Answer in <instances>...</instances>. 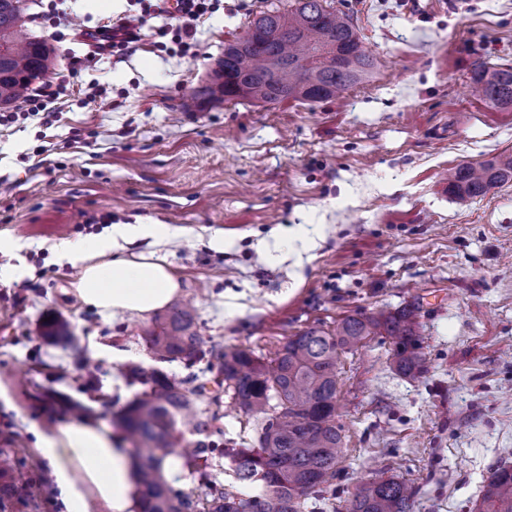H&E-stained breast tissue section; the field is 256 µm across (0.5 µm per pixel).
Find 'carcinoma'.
<instances>
[{"mask_svg": "<svg viewBox=\"0 0 512 512\" xmlns=\"http://www.w3.org/2000/svg\"><path fill=\"white\" fill-rule=\"evenodd\" d=\"M26 9L19 0H0V107L22 100L30 85L56 61L46 41L25 36ZM252 36L224 44L208 80L195 98L209 103L246 100L278 104L320 102L369 82L375 67L358 28L327 0H273L247 26ZM473 95L487 107L512 109V66L477 61L471 70ZM512 182V154L478 165L448 169V196L467 201ZM418 308L406 305L387 313H357L332 329L310 327L290 337L277 358L266 363L254 352L208 344L195 314L172 306L158 313L142 339L151 358L179 360L187 367L205 362L201 374L176 379L160 368L146 371L128 363L124 376L143 391L113 415L112 423L134 445L131 465L140 512H301L305 500L328 488L343 451L336 422V365L340 354L357 350L376 336L391 343L393 368L414 378L425 371L426 353L417 334ZM49 342H73L69 325L54 316L41 323ZM246 414H261L257 445L238 448L224 439L218 411L198 401L221 395ZM194 436L191 451L177 452L183 430ZM228 461L236 490L210 478L213 458ZM170 458L197 481L196 490L169 483ZM414 491L394 478L361 480L346 512H413ZM478 512H512V465L495 467L480 490Z\"/></svg>", "mask_w": 512, "mask_h": 512, "instance_id": "obj_1", "label": "carcinoma"}]
</instances>
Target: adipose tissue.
<instances>
[{
	"instance_id": "adipose-tissue-1",
	"label": "adipose tissue",
	"mask_w": 512,
	"mask_h": 512,
	"mask_svg": "<svg viewBox=\"0 0 512 512\" xmlns=\"http://www.w3.org/2000/svg\"><path fill=\"white\" fill-rule=\"evenodd\" d=\"M163 224H116L82 248L63 242L56 250L80 266L76 292L102 314L144 317L180 291L173 272L154 256L128 257L139 239H166ZM36 445L49 467L61 512H137L136 484L121 438L96 423L70 422L37 432Z\"/></svg>"
}]
</instances>
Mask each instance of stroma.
Returning a JSON list of instances; mask_svg holds the SVG:
<instances>
[{"mask_svg":"<svg viewBox=\"0 0 512 512\" xmlns=\"http://www.w3.org/2000/svg\"><path fill=\"white\" fill-rule=\"evenodd\" d=\"M331 2L378 62L342 97L198 106L225 41L265 5L222 0L197 23L204 57L160 52L146 32L132 56L82 70L58 115L0 127V237L18 244L0 249V453L21 476L0 512H58L29 430L72 421L55 392L107 428L139 391L113 350L154 366L150 318L81 303L79 265L54 250L139 218L170 235L131 253L165 258L201 335L266 362L307 328L419 304L420 378L392 368L381 336L341 354L343 457L304 512H345L378 474L415 488L413 512H474L512 464V182L460 202L446 181L512 151V110L468 92L475 61L512 64V0ZM50 314L73 344L45 342Z\"/></svg>","mask_w":512,"mask_h":512,"instance_id":"35a3bbf8","label":"stroma"}]
</instances>
